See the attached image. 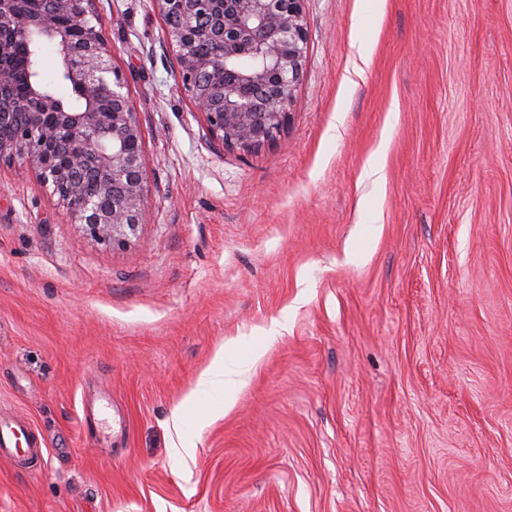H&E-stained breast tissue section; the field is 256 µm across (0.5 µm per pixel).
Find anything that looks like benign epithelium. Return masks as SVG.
<instances>
[{
  "instance_id": "7a95c632",
  "label": "benign epithelium",
  "mask_w": 512,
  "mask_h": 512,
  "mask_svg": "<svg viewBox=\"0 0 512 512\" xmlns=\"http://www.w3.org/2000/svg\"><path fill=\"white\" fill-rule=\"evenodd\" d=\"M0 0V46L44 36L61 61V78L83 99L74 111L28 81L23 96L5 99L10 65L0 61V163L31 169L95 242L126 246L147 207L142 139L136 112L112 68L111 50L92 24L95 0ZM177 58L179 88L193 99L210 137L226 149L250 150L285 126L306 63L309 30L304 0H152ZM198 40L213 45L200 56ZM224 67V82L207 79ZM108 111H102V98Z\"/></svg>"
}]
</instances>
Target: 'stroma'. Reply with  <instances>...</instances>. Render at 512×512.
Here are the masks:
<instances>
[{
  "label": "stroma",
  "mask_w": 512,
  "mask_h": 512,
  "mask_svg": "<svg viewBox=\"0 0 512 512\" xmlns=\"http://www.w3.org/2000/svg\"><path fill=\"white\" fill-rule=\"evenodd\" d=\"M304 9L290 121L247 152L151 0H97L148 209L105 246L0 165V414L47 446L0 461V512H512V0ZM224 353L225 350H219L216 353L211 366L204 374L206 376H216L222 374L224 371V402L226 403L232 397L238 381L230 378L232 375H236L237 372L227 371L224 360Z\"/></svg>",
  "instance_id": "1"
}]
</instances>
